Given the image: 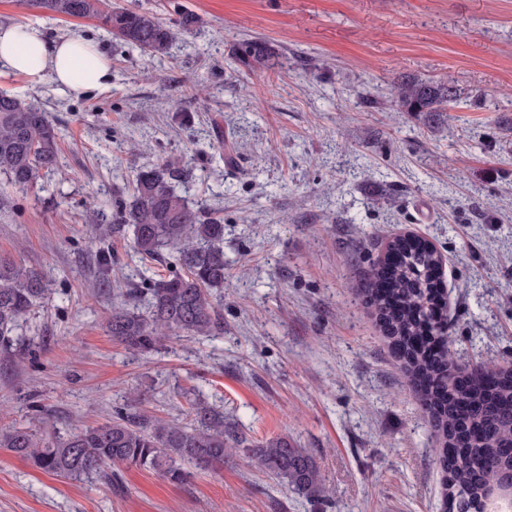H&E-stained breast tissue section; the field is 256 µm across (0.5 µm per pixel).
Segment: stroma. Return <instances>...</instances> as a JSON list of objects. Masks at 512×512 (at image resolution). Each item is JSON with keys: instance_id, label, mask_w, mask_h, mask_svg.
Segmentation results:
<instances>
[{"instance_id": "35a3bbf8", "label": "stroma", "mask_w": 512, "mask_h": 512, "mask_svg": "<svg viewBox=\"0 0 512 512\" xmlns=\"http://www.w3.org/2000/svg\"><path fill=\"white\" fill-rule=\"evenodd\" d=\"M119 3L199 22L148 64L97 20L0 0V25L93 41L112 63L110 86L80 96L0 72L62 130L58 170L0 211V258L50 288L0 354V427L37 426L36 404L63 431L103 423L133 394L184 422L199 398L247 440L309 449L329 497L239 457L180 485L135 467L107 484L0 448V512H440L439 439L360 288L388 238L417 234L447 260L458 366L512 364V0ZM251 37L279 66L236 67ZM401 75L453 79L457 107L397 111ZM173 158L191 170L178 193L224 220L223 329L135 356L107 331L117 299L94 286L85 209L131 202L136 167Z\"/></svg>"}]
</instances>
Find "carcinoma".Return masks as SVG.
<instances>
[{
	"mask_svg": "<svg viewBox=\"0 0 512 512\" xmlns=\"http://www.w3.org/2000/svg\"><path fill=\"white\" fill-rule=\"evenodd\" d=\"M55 15L94 18L112 36L153 59L169 54L173 43L192 33L195 19L184 15L174 24L157 14L119 6L112 0H32ZM239 66L252 71L273 68L276 53L262 40L238 46ZM391 102L406 112H447L458 102L451 79L423 81L402 76L390 84ZM61 132L41 107L0 92V206L11 189L37 184L58 164ZM184 167L165 160L143 165L133 180V202L112 204V212L90 213L95 233L104 239L132 228L133 253L153 260L171 252L168 275L153 278L142 293L143 308L116 307L108 321L111 336L137 355L158 351L164 332L210 336L220 328L214 293L225 284L224 221L190 207L176 184ZM364 282L367 303L403 361L407 384L427 412L441 440L435 461L441 470L446 512H485L487 487L512 469V367H470L471 381L456 385L453 339L448 318L435 308L433 276L437 250L424 239L392 238ZM112 249L94 256L96 287L114 288L119 297H136L112 277ZM41 273L0 259V351L20 346L15 334L46 296ZM185 423L145 418L135 403L112 420L61 434L54 416L43 412V427L0 428V448L32 467L71 479L110 477L107 470L125 466L160 473L172 484L187 478L183 464L208 469L224 458L243 454L262 472L284 482L294 493L321 498L326 487L314 457L286 437L248 443L224 423V413L202 401L191 405Z\"/></svg>",
	"mask_w": 512,
	"mask_h": 512,
	"instance_id": "obj_1",
	"label": "carcinoma"
}]
</instances>
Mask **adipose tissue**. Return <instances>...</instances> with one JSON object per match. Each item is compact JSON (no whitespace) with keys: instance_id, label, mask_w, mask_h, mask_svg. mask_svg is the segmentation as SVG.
<instances>
[{"instance_id":"ef3b65f1","label":"adipose tissue","mask_w":512,"mask_h":512,"mask_svg":"<svg viewBox=\"0 0 512 512\" xmlns=\"http://www.w3.org/2000/svg\"><path fill=\"white\" fill-rule=\"evenodd\" d=\"M32 83L51 81L81 95L106 86L111 62L92 41L80 37L48 39L37 26L0 27V68Z\"/></svg>"}]
</instances>
